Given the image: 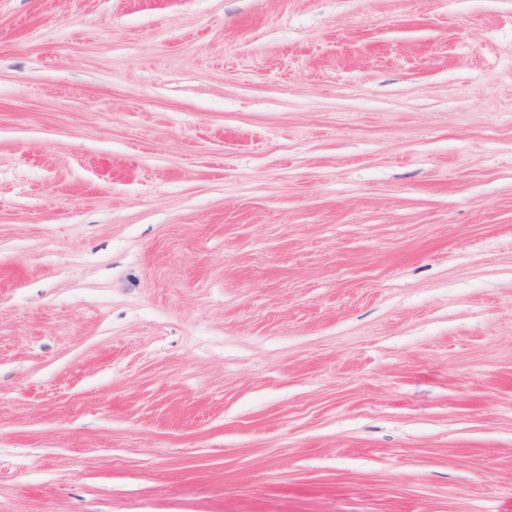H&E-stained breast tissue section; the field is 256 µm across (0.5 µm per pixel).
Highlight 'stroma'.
Instances as JSON below:
<instances>
[{
	"label": "stroma",
	"instance_id": "obj_1",
	"mask_svg": "<svg viewBox=\"0 0 512 512\" xmlns=\"http://www.w3.org/2000/svg\"><path fill=\"white\" fill-rule=\"evenodd\" d=\"M0 512H512V0H0Z\"/></svg>",
	"mask_w": 512,
	"mask_h": 512
}]
</instances>
